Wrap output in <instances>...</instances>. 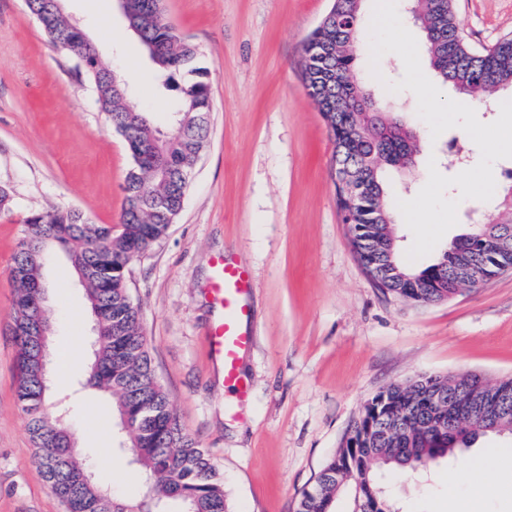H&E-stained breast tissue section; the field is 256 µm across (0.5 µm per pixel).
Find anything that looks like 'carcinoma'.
Returning <instances> with one entry per match:
<instances>
[{"instance_id":"cac0c4a2","label":"carcinoma","mask_w":512,"mask_h":512,"mask_svg":"<svg viewBox=\"0 0 512 512\" xmlns=\"http://www.w3.org/2000/svg\"><path fill=\"white\" fill-rule=\"evenodd\" d=\"M41 25L52 43L69 49L74 33L64 10H44L33 0ZM133 32L155 67L161 86L178 92L170 115L169 135L161 154L153 152L158 134L149 112L136 111L127 97L112 90L109 66L93 47L85 49L89 64L77 68L90 80L97 103L112 127L124 138L132 168L127 176L126 207L119 230L95 224L73 210H48L27 217L23 239L13 258L10 278L15 288L13 311L18 347L16 399L28 416L35 459L45 481L65 512H166L170 501L182 512H227L224 477L205 449L179 427L167 394L158 380L144 337L139 307L121 272L124 264L148 251L167 233L182 210L189 188L188 173L204 150L208 115L212 111L208 71L199 52L180 38L167 20L163 0H134ZM409 19L424 35L430 66L441 84L495 110V94L512 89V38L481 52L463 41L452 0H409ZM335 19L318 27L303 46L302 77L307 95L321 113L335 143L333 161L364 185L361 206L351 222L375 225L363 232L361 247L369 252L385 292L406 302L428 304L463 291L468 275L480 276L497 258L495 241L512 229V184L492 199L493 220L475 224L456 237L435 260L412 267L400 256L392 223L386 170L403 174L402 161L417 156L418 134L393 111L391 92L366 88L355 73L354 42L361 34L359 7L333 0ZM374 155L376 166H362ZM167 201L163 210L147 204L151 197ZM62 247L72 260L93 316V366L88 385L112 396L119 422L127 425L121 445L130 448L143 493L118 498L94 480H80L88 468L79 458L76 441L58 417L45 413L48 376L40 362L39 326H50L48 306L35 303L43 284L42 253ZM479 376L422 375L392 384L367 400L340 448L319 472L314 486L303 492L296 512H333L337 496L350 495L351 512H399L382 495L377 470L417 471L456 456L476 439L512 437V378L487 383L477 395L483 411L463 421L448 420L445 397L464 396Z\"/></svg>"}]
</instances>
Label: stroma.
Instances as JSON below:
<instances>
[{
    "label": "stroma",
    "mask_w": 512,
    "mask_h": 512,
    "mask_svg": "<svg viewBox=\"0 0 512 512\" xmlns=\"http://www.w3.org/2000/svg\"><path fill=\"white\" fill-rule=\"evenodd\" d=\"M332 0H164L169 22L195 44L210 71L207 145L168 234L126 270L156 375L180 427L224 475L229 512H295L368 399L424 374L512 377V272L440 302L383 293L365 275L337 212L330 177L334 144L301 80L302 49ZM101 58L128 84L131 107L167 128L176 92L159 88L151 63L115 0H64ZM464 42L475 51L512 38V0H453ZM108 19L111 35L97 29ZM415 127L412 173L388 170L394 197L414 198L429 164L445 168L449 147L480 151L454 127L432 137L417 99L398 92ZM132 159L75 61L53 45L25 0H0V184L14 207L0 214V512H63L35 460L16 400L14 288L9 269L26 218L73 209L119 224ZM235 256L253 278L254 342L241 366L250 399L224 389L207 330L218 318L206 289L213 261ZM52 311L51 352L69 348L78 366L45 409L65 413L95 481L114 495L140 483L112 429L117 413L87 383L92 318L64 254L44 269ZM489 448L508 450L488 494H449L444 475ZM400 512H512V440L486 436L464 455L416 474L380 472Z\"/></svg>",
    "instance_id": "stroma-1"
}]
</instances>
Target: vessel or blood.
Wrapping results in <instances>:
<instances>
[{"instance_id":"1","label":"vessel or blood","mask_w":512,"mask_h":512,"mask_svg":"<svg viewBox=\"0 0 512 512\" xmlns=\"http://www.w3.org/2000/svg\"><path fill=\"white\" fill-rule=\"evenodd\" d=\"M213 267L208 297L223 314L209 329V345L215 360L224 365L226 386L243 402L248 399L250 388L239 362L253 342L245 328L251 318L247 296L252 289V279L245 267L226 255L215 258Z\"/></svg>"}]
</instances>
